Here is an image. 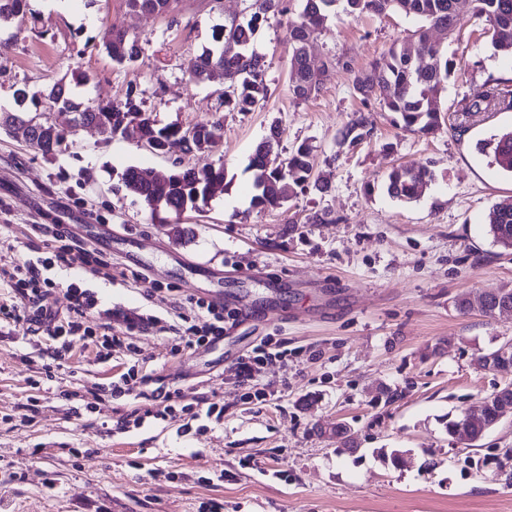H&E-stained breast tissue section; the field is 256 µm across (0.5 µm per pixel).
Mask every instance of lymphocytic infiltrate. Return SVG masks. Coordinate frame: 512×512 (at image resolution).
Returning a JSON list of instances; mask_svg holds the SVG:
<instances>
[{
    "label": "lymphocytic infiltrate",
    "mask_w": 512,
    "mask_h": 512,
    "mask_svg": "<svg viewBox=\"0 0 512 512\" xmlns=\"http://www.w3.org/2000/svg\"><path fill=\"white\" fill-rule=\"evenodd\" d=\"M91 269L100 274H107L108 266L99 257L98 251L89 249L73 250L65 248L59 251L55 261L40 260L16 265L12 268L0 266V281L6 282L11 288L14 299L11 309L15 319L21 320L33 317L36 320H45L49 323L47 338L54 345V357H61L69 352L75 342L83 341L94 344L96 358L104 362L109 358V350L118 345H125L129 353H136L134 342H121L119 337L112 334V320H121L128 327L149 326L150 321L139 314H129L120 310L113 311L111 320L103 321L97 325H89L90 310L95 306L96 300L82 281H72L66 288V297L69 301L67 316L64 320H57L49 302L55 281L48 277L50 265L56 264L63 268H72L73 264ZM196 305L202 314V322L187 327V343L197 348H208L224 334V308L216 303L197 300ZM152 407L141 412H133L131 424L141 427L146 420L167 421L174 418L176 413H184L189 420H221L224 417V405L218 401L206 399L182 407L176 406L171 390L164 385L155 387L151 392Z\"/></svg>",
    "instance_id": "lymphocytic-infiltrate-1"
}]
</instances>
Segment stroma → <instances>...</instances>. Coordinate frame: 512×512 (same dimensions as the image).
Masks as SVG:
<instances>
[{"label":"stroma","instance_id":"1","mask_svg":"<svg viewBox=\"0 0 512 512\" xmlns=\"http://www.w3.org/2000/svg\"><path fill=\"white\" fill-rule=\"evenodd\" d=\"M245 6L174 0L171 12L148 14L130 11L126 0H71L65 14L51 0H27L24 20L0 23V113L40 111L63 124L44 94L77 67L91 77L75 87L79 101L132 96L160 127L208 120L224 84L196 83L190 73L219 25ZM459 13L458 40L432 33L455 60L437 101L447 126L422 137L402 129L396 114L373 112L372 136L355 147L339 139L360 101L350 71L332 60L366 68L409 38L417 19L330 14L309 47L322 90L299 103L288 84L287 19L270 16L256 43L268 64L267 98L251 112L225 111L219 147L184 157L197 169L224 165L229 182L204 211L166 224L121 184L128 167L164 173L172 164L137 134L109 139L82 128L46 156L21 131L0 126V225H9L11 243L0 259L49 257L63 243L95 247L102 227H111L122 235L104 252L112 278L85 273L86 287L100 308L159 319L139 333L137 357L116 347L102 363L77 344L56 364L42 331L0 315V498L8 512H512V482L498 468L512 448V419L472 446L445 429L512 385V367L475 363L512 341V311L487 317L457 307L460 298L512 287V251L486 222L494 205L512 201V176L489 147L512 130V108L457 114L486 81L512 79V57L494 51L470 0H460ZM112 24L141 40L137 62H112L103 46ZM22 90L32 99L21 105ZM274 125L281 157L309 145L329 188L260 211L251 206L247 164ZM412 163L426 165L433 180L413 201L391 198L388 174ZM321 211L331 221L311 223ZM175 223L184 238L171 235ZM41 224L53 225L55 236L39 233ZM152 284L160 294L149 295ZM218 291L244 314L225 325L223 347L172 354L201 320L196 300ZM265 340L285 353L257 375L276 392L271 402L247 398L233 370ZM134 360L176 390L177 405L223 401V420L188 433L179 417L123 430L119 421L147 399L88 410ZM31 395L38 402L30 409ZM339 423L350 436L333 435ZM394 450L403 463L388 459Z\"/></svg>","mask_w":512,"mask_h":512}]
</instances>
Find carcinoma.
I'll use <instances>...</instances> for the list:
<instances>
[{"label": "carcinoma", "mask_w": 512, "mask_h": 512, "mask_svg": "<svg viewBox=\"0 0 512 512\" xmlns=\"http://www.w3.org/2000/svg\"><path fill=\"white\" fill-rule=\"evenodd\" d=\"M302 10L288 17V44L291 50L289 89L297 102H306L321 92L320 76L311 68L308 49L315 34L329 16L342 4L343 11L357 18L366 13L377 15L397 12L420 21L411 40L391 46L370 66L354 73L352 86L366 112H393L400 116L403 128L427 136L442 126L437 99L451 76L454 62L447 51L433 42L430 29L448 31L453 40L459 24L457 0H301ZM134 11L165 13L172 0H127ZM26 0H0V21H10L24 15ZM289 8L284 0H250L240 17L224 21L216 44L202 49L192 72L197 83L224 78V96L212 118L199 122L189 130L177 124L157 126L140 109L136 99L127 96L121 102L82 105L70 96V83L77 85L89 81V75L72 68L70 77H62L46 95L50 106L74 112L96 125L108 138L126 134L136 125L140 138L156 141L169 147V152L183 155L193 151L217 148L223 136L221 109L252 112L266 99V57L254 46L259 30L270 13H285ZM474 13L485 19L491 34L492 47L512 56V0H474ZM105 48L118 65L131 64L142 54V45L128 36L126 30L111 25L105 35ZM506 104L512 108V84L491 80L472 98L465 100L461 112H484L493 104ZM370 135L366 118L361 117L347 127L343 141L351 145L361 143ZM280 128L274 126L260 142L250 158L249 167L255 171L252 207L260 210L280 209L308 187L321 192L326 183L314 177L310 148L301 144L287 158L272 164L270 155L279 143ZM30 144L49 155L65 140V131L54 125L33 129ZM493 160L502 170L512 173V131L503 133L492 144ZM224 165L197 170L178 161L168 175L158 178L152 169L131 166L125 170L122 183L125 189L140 198L159 224L168 223V215H180L188 210L202 211L211 198V187L224 182ZM433 174L424 165L399 167L387 176L385 187L389 196L411 201L420 196ZM487 224L496 243L512 249V203L497 204L490 209ZM512 302V288H503L488 295L487 301L463 298L458 302L461 311L478 308L487 316L495 312L497 301ZM512 402V385L492 392L485 398L487 406L478 415L462 414L448 421V434L469 441L481 439L498 423L499 402Z\"/></svg>", "instance_id": "obj_1"}]
</instances>
